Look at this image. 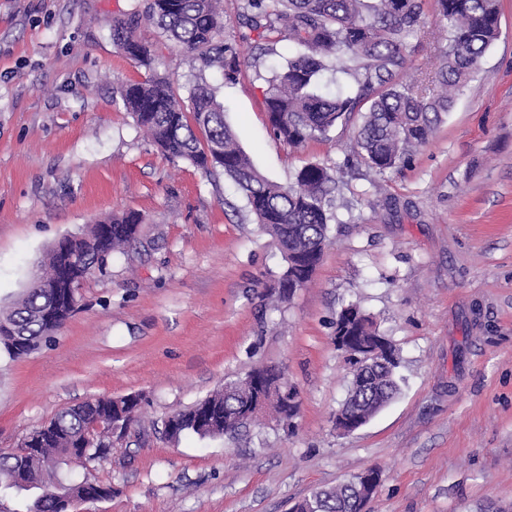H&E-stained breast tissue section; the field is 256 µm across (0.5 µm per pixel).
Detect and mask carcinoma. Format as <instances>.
<instances>
[{"label": "carcinoma", "mask_w": 512, "mask_h": 512, "mask_svg": "<svg viewBox=\"0 0 512 512\" xmlns=\"http://www.w3.org/2000/svg\"><path fill=\"white\" fill-rule=\"evenodd\" d=\"M429 4L444 22L437 40L442 64L432 75L407 80L408 38L424 27ZM144 22L197 64L189 105L183 104L169 76L153 72L155 46L138 35ZM238 22L262 56L274 53L273 45L281 41L296 48L265 79L263 101L274 136L298 147L329 138L337 125L358 114L353 159L379 174L405 166L411 153L430 140L501 33L499 0H239ZM111 31L114 46L148 71L145 79L119 89L124 109L165 156L208 176L220 170L243 192L260 228L277 241L286 264L295 270L293 281L285 271L279 276L277 300L288 301L293 283L305 287L322 258L340 181L319 163L303 165L286 184L271 181L239 146L224 122L218 88L205 77L217 69L225 83L235 84L242 75L235 49L224 42L223 0H143L142 8L113 18ZM327 73L349 78L352 91L333 92L322 85ZM101 223L107 228L92 225L78 247H53L24 296L0 314V326L10 327L0 331V345L10 357L29 355L71 317L72 279L90 268L103 270L114 252L141 256L154 246V241L134 235L133 226L142 223L136 212L109 216ZM348 364L352 381L342 409L366 411L398 393L400 363L379 366L362 385L360 368L352 360ZM274 377L283 397L270 409L277 420L288 421V400L298 392L282 372ZM252 378L250 373L226 382L173 414L165 421V432L175 438L185 433L201 439L238 437L251 424L226 434L224 419L237 417L250 399ZM116 420L110 398H98L82 411L61 410L37 431L41 452L27 444L0 452V493L16 489L24 469L41 472L43 480L65 490L91 488L86 477L67 465H83L108 453L105 446L87 449L85 444L89 435L109 432ZM309 498L316 512L358 510L356 491L343 483L315 488ZM27 512H58L57 500L40 495Z\"/></svg>", "instance_id": "1"}]
</instances>
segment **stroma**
Instances as JSON below:
<instances>
[{"label": "stroma", "instance_id": "obj_1", "mask_svg": "<svg viewBox=\"0 0 512 512\" xmlns=\"http://www.w3.org/2000/svg\"><path fill=\"white\" fill-rule=\"evenodd\" d=\"M141 0H0V306L22 296L60 238L129 210L155 247L113 255L81 285L50 342L0 351V448L59 411L99 397L143 398L136 443L91 461L110 485L76 512H290L320 486L370 469L365 512H512V0L501 35L430 142L403 168H343L354 124L293 148L272 134L262 76L287 42L258 58L224 0V39L243 77L219 88L224 119L255 168L288 182L309 162L343 183L331 243L307 287L280 308L262 294L283 264L242 194L165 158L117 94L146 71L112 43V17ZM428 13L410 66L437 70ZM154 67L187 96L194 63L153 28ZM359 302L400 352L398 396L366 425L337 433L351 376L336 313ZM282 368L299 393L291 425L244 436L169 439L164 421L244 375Z\"/></svg>", "mask_w": 512, "mask_h": 512}]
</instances>
